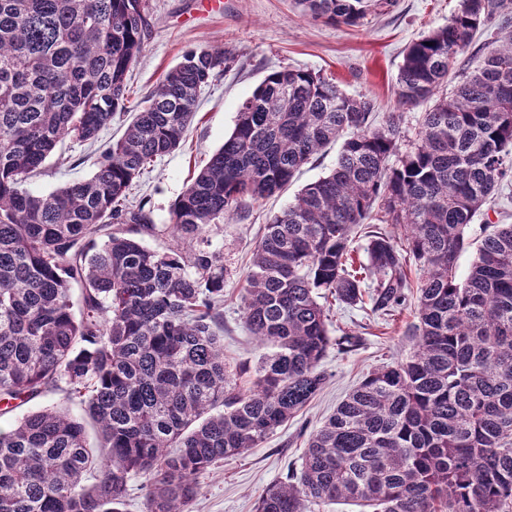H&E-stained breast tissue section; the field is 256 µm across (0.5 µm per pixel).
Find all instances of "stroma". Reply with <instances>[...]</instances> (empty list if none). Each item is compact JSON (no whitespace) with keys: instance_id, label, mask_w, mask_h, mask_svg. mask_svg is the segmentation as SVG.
<instances>
[{"instance_id":"stroma-1","label":"stroma","mask_w":512,"mask_h":512,"mask_svg":"<svg viewBox=\"0 0 512 512\" xmlns=\"http://www.w3.org/2000/svg\"><path fill=\"white\" fill-rule=\"evenodd\" d=\"M152 31L142 55L129 72L130 102H139L188 51L223 47L229 67L220 71L199 98L197 115L178 150L158 159L136 179L134 202L143 203L158 227L146 246L163 252L175 243L167 228L169 211L190 178L234 128L242 102L269 74L288 68L320 72L336 79L347 94L376 103L377 120L401 112L406 142H415L419 109L401 108L397 75L408 45L448 23L460 0H385L360 26L333 25L304 15L294 0H220L211 10L199 0H150ZM122 119H114L95 145L64 139L45 173L29 181L31 190L48 193L66 182L88 177L100 145L118 139ZM338 145H330L304 165L288 187L242 210L208 234L212 250L224 255V360L236 366L256 362L260 351L242 314L245 276L267 217L293 200L305 185L330 172ZM70 158L58 167L57 156ZM331 337L358 331L360 347L346 352L330 347L321 362L325 388L259 447L214 465L199 480L189 512H254L258 497L271 484L298 470L308 440L337 405L379 366L406 357L414 341L408 329L414 307L382 316L370 307L333 306Z\"/></svg>"}]
</instances>
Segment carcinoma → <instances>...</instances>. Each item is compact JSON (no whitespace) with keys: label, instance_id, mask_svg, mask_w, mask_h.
Listing matches in <instances>:
<instances>
[{"label":"carcinoma","instance_id":"obj_1","mask_svg":"<svg viewBox=\"0 0 512 512\" xmlns=\"http://www.w3.org/2000/svg\"><path fill=\"white\" fill-rule=\"evenodd\" d=\"M298 3L347 26L375 6ZM511 8L461 0L448 24L406 49L398 102L432 105L405 151L398 116L372 125V99L311 71L269 74L171 207L172 235L192 246L159 253L139 239L157 225L130 191L179 147L199 95L230 58L222 48L185 54L89 178L36 194L27 181L61 139L92 145L126 109L150 5L0 0V413L57 391L85 413L53 404L0 430V512H123L139 476L145 512H188L201 475L258 447L324 387L331 345H361L352 329L329 336L330 306L400 311L414 265L413 351L367 374L312 435L296 475L268 487L255 512L332 501L371 512H512V224L485 221L466 278L456 275L467 229L512 174ZM492 26L507 33L448 87L457 58ZM342 136L333 170L271 216L257 242L243 316L273 351L232 369L224 264L205 234L282 190ZM375 220L403 228L405 244Z\"/></svg>","mask_w":512,"mask_h":512}]
</instances>
